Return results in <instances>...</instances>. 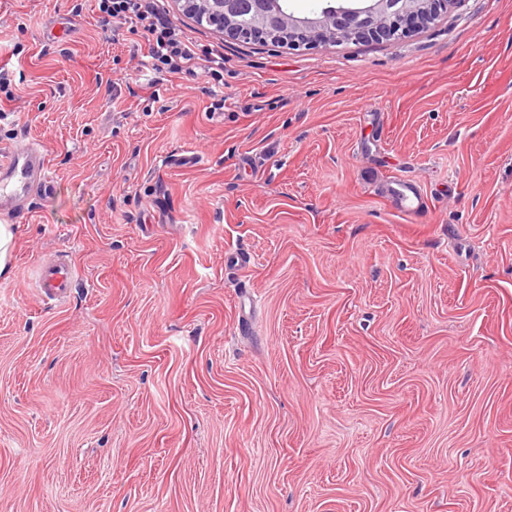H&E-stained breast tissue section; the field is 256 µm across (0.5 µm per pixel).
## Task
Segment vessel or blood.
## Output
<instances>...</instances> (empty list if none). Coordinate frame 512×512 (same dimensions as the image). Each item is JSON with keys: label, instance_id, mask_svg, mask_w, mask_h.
<instances>
[{"label": "vessel or blood", "instance_id": "obj_1", "mask_svg": "<svg viewBox=\"0 0 512 512\" xmlns=\"http://www.w3.org/2000/svg\"><path fill=\"white\" fill-rule=\"evenodd\" d=\"M46 155L36 146L23 150L0 148V188L10 194L29 199L33 196L48 197L53 189L52 182H39L34 178L36 171L46 170ZM392 195L400 211L416 216L425 210V196L416 181L401 177L394 181ZM75 276L71 262L55 260L42 264L37 271V285L50 299L62 298Z\"/></svg>", "mask_w": 512, "mask_h": 512}]
</instances>
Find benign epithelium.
Listing matches in <instances>:
<instances>
[{
	"label": "benign epithelium",
	"instance_id": "1",
	"mask_svg": "<svg viewBox=\"0 0 512 512\" xmlns=\"http://www.w3.org/2000/svg\"><path fill=\"white\" fill-rule=\"evenodd\" d=\"M455 0H368L363 7L325 8L314 18L285 12L280 0H184L190 13L205 12L210 25L224 35L246 41H268L280 34L281 43L309 47L332 39L397 40L448 11ZM251 24L243 28L241 17Z\"/></svg>",
	"mask_w": 512,
	"mask_h": 512
}]
</instances>
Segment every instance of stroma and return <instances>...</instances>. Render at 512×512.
<instances>
[{
    "label": "stroma",
    "mask_w": 512,
    "mask_h": 512,
    "mask_svg": "<svg viewBox=\"0 0 512 512\" xmlns=\"http://www.w3.org/2000/svg\"><path fill=\"white\" fill-rule=\"evenodd\" d=\"M162 6L177 75L100 0H0V147L55 185L0 277V512H512V0L309 49ZM391 195L396 199L400 211L407 216H416L425 210V196L416 181L400 177L392 182ZM75 276L71 262L55 260L42 264L37 271V285L48 299L63 298Z\"/></svg>",
    "instance_id": "1"
}]
</instances>
